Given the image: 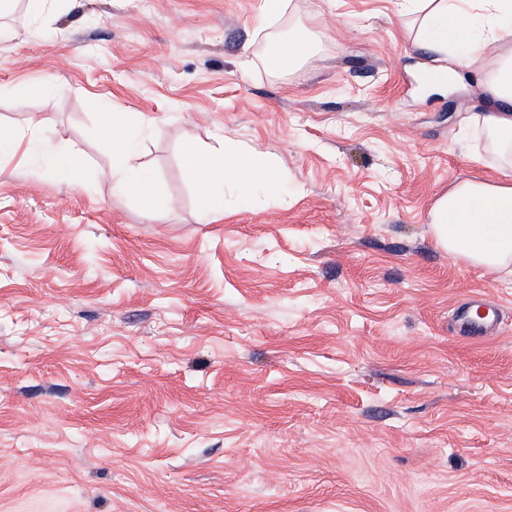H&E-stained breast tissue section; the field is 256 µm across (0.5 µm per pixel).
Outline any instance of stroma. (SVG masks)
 <instances>
[{
    "mask_svg": "<svg viewBox=\"0 0 512 512\" xmlns=\"http://www.w3.org/2000/svg\"><path fill=\"white\" fill-rule=\"evenodd\" d=\"M260 0H64L0 12V124L104 173L95 94L154 120V218L40 151L0 159V512H512V275L429 228L500 174L474 73L415 46L401 0H291L319 52L285 77ZM66 90L21 101L26 84ZM228 136L281 200L202 221L180 163ZM502 332L467 342L471 291ZM44 152L55 169L66 172L75 182L86 183L99 177V172L90 168L82 156L72 149L57 147Z\"/></svg>",
    "mask_w": 512,
    "mask_h": 512,
    "instance_id": "35a3bbf8",
    "label": "stroma"
}]
</instances>
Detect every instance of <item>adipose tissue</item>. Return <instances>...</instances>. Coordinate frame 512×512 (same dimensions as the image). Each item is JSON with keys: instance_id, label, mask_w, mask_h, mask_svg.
Here are the masks:
<instances>
[{"instance_id": "obj_1", "label": "adipose tissue", "mask_w": 512, "mask_h": 512, "mask_svg": "<svg viewBox=\"0 0 512 512\" xmlns=\"http://www.w3.org/2000/svg\"><path fill=\"white\" fill-rule=\"evenodd\" d=\"M419 19L415 40L453 64L485 61L480 85L493 111L473 115L470 129L493 164L512 171V0H407ZM318 51L314 36L297 26L288 35L270 34L266 64L273 75L298 70ZM88 107L101 119L100 129L112 150L114 187L133 197L145 214H153L163 186L139 160L141 144L153 120L142 112H113L93 97ZM182 164L197 187L202 216L223 214L226 186H234L237 203L282 197L287 177L273 158L229 138L217 144L187 145ZM430 228L436 242L466 263L498 270L512 265V182L466 180L431 207Z\"/></svg>"}]
</instances>
